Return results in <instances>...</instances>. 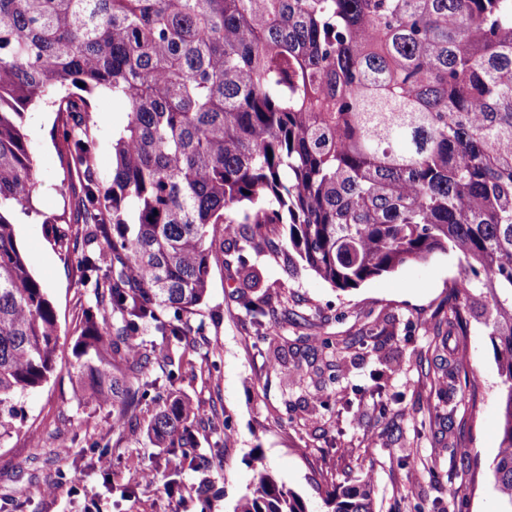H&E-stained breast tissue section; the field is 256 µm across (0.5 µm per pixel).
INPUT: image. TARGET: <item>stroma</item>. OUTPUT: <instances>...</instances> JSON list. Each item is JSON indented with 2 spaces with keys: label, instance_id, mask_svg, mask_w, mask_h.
Masks as SVG:
<instances>
[{
  "label": "stroma",
  "instance_id": "stroma-1",
  "mask_svg": "<svg viewBox=\"0 0 512 512\" xmlns=\"http://www.w3.org/2000/svg\"><path fill=\"white\" fill-rule=\"evenodd\" d=\"M83 123L95 139L94 172L111 181L112 142L127 123L122 102L98 90ZM57 114H24L36 160V213L19 216L16 239L57 312V370L25 395V419L0 442V512H233L256 469L299 495L307 512H328L326 490L369 479L376 512H500L492 467L501 440V379L485 330L448 329L456 257L406 264L342 292L315 273L290 272L273 248L248 251L257 287L229 264L243 241L228 237L211 259L204 302L182 340L153 328L143 338L179 359L170 391L200 411L196 433L230 420L226 447L206 449L205 467L154 447L142 405L135 427L103 438L109 407L81 403L69 373L72 346L95 303L80 282L85 251L78 223L83 180L64 171L53 140ZM264 297L279 327L267 335L243 306ZM331 337L335 351L321 349ZM111 473L99 467L101 456ZM151 472V482L141 479ZM177 480L179 491L167 484Z\"/></svg>",
  "mask_w": 512,
  "mask_h": 512
}]
</instances>
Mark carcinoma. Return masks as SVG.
<instances>
[{"instance_id":"1","label":"carcinoma","mask_w":512,"mask_h":512,"mask_svg":"<svg viewBox=\"0 0 512 512\" xmlns=\"http://www.w3.org/2000/svg\"><path fill=\"white\" fill-rule=\"evenodd\" d=\"M80 82L127 107L108 185ZM39 102L62 117L61 162L86 174V242L106 244L80 260L104 316L84 315L72 354L80 401L112 409V434L150 400L151 444L205 461L195 408L164 395L175 361L142 329L185 335L216 225L241 236L235 274L253 284L246 251L279 224L288 267L341 291L444 253L459 264L448 324L483 326L498 363L493 489L512 512V0H0V441L56 369L55 309L14 222L34 210L22 119ZM325 503L374 512L372 484ZM233 512L306 509L258 468Z\"/></svg>"}]
</instances>
